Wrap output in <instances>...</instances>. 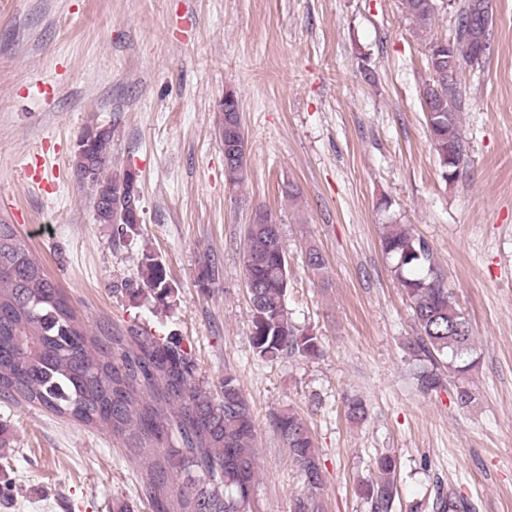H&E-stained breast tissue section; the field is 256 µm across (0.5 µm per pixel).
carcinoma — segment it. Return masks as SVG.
Segmentation results:
<instances>
[{
    "label": "carcinoma",
    "instance_id": "1",
    "mask_svg": "<svg viewBox=\"0 0 512 512\" xmlns=\"http://www.w3.org/2000/svg\"><path fill=\"white\" fill-rule=\"evenodd\" d=\"M420 33L436 18V0H402ZM492 0H459L453 43L463 63L480 67L490 53ZM457 66L430 76L420 90L422 108L442 178L454 182L464 164L458 126L461 86ZM111 127H87L80 135L74 168L89 190L95 220L117 232L133 233L142 222L139 176L109 173ZM238 159L224 162L225 184L233 189L247 177L248 140L236 132ZM383 250L409 300L417 334L407 345L416 361L462 377L475 366L468 359L472 332L454 293L437 267L430 245L406 228L392 225ZM251 304V345L274 361L284 354L317 357L318 337L291 325L285 298L290 286L288 258L279 224L266 211L248 226L243 252ZM143 284L164 303L175 293L166 266L142 253ZM427 391L443 385L435 370L417 372ZM0 400L40 406L85 425H105L124 439L131 455L148 462L144 494L152 512H253L257 481L255 426L250 403L233 374H224L219 395L200 380L180 343L140 328L98 336L82 325L68 300L30 252L15 226L0 222ZM272 425L308 485L294 512H323L315 490L323 483L319 454L303 417L294 410L274 414ZM379 479L363 495L374 512H389L396 464L377 461Z\"/></svg>",
    "mask_w": 512,
    "mask_h": 512
}]
</instances>
